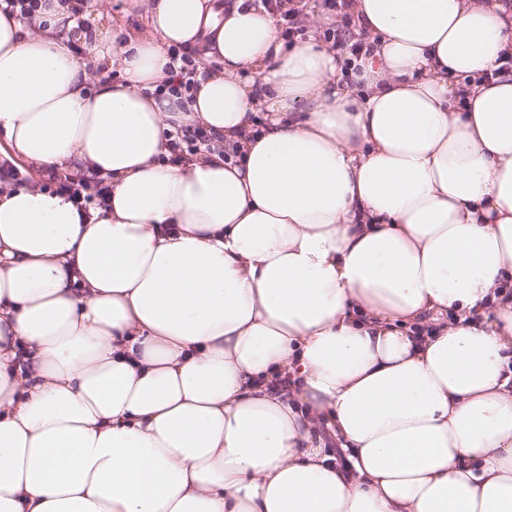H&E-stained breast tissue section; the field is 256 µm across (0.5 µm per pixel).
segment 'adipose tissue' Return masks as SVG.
I'll use <instances>...</instances> for the list:
<instances>
[{
	"label": "adipose tissue",
	"instance_id": "ef3b65f1",
	"mask_svg": "<svg viewBox=\"0 0 512 512\" xmlns=\"http://www.w3.org/2000/svg\"><path fill=\"white\" fill-rule=\"evenodd\" d=\"M114 11L0 12L8 152L111 189L0 187V512H512V7L351 0L344 82L263 0ZM112 1L103 0L102 5L100 7V11L94 17L90 16L87 19H80L81 26L84 28H96L100 31L101 35L112 39V47L118 48L123 45L126 40V36L122 34H117L118 28L113 24L112 25ZM181 58L183 61V66L181 67L180 74H177L175 77H172L169 83H165L164 85H162V89L163 87H166L170 83H172L169 89L172 92H176L177 94L179 93V89H182L186 92L190 90L191 81L189 76L193 74L195 70H197V68L200 66V64H202V62L199 59H196L191 56H186L184 54L181 56ZM176 80H178V82L177 84H174V81ZM60 188H66L71 192L70 197L75 199L76 203L82 198L84 202L89 203L95 198L100 199V203L105 201L108 193V186L102 181L90 183L88 180L65 177V182L60 184Z\"/></svg>",
	"mask_w": 512,
	"mask_h": 512
}]
</instances>
